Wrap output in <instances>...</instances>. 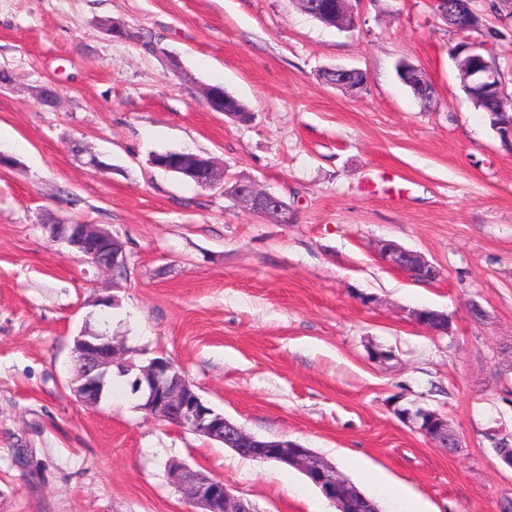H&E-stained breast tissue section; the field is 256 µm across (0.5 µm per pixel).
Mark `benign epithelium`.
<instances>
[{"label": "benign epithelium", "mask_w": 512, "mask_h": 512, "mask_svg": "<svg viewBox=\"0 0 512 512\" xmlns=\"http://www.w3.org/2000/svg\"><path fill=\"white\" fill-rule=\"evenodd\" d=\"M352 2L354 0H336L322 5L312 2L308 4V14L313 17L327 15L336 23V27L352 30L356 27ZM455 62L472 102L483 100L481 90L485 88L497 91L498 98L503 102H512V95L505 92L504 75L484 43L474 41L460 44ZM403 73L406 80L414 81L420 96H427L431 86L417 75L416 67L405 64ZM326 78L336 86L356 88L360 83L352 68H332L326 72ZM202 95L212 111L234 116V113L225 110L224 91L208 86L202 89ZM152 164L181 173L205 188L215 187L223 181L217 173L214 159L194 153L180 152L165 158L156 157ZM231 192L250 211L272 219L280 218L287 210L286 203L279 196L260 189L253 180H236ZM43 227L51 239L73 248L87 262L112 272V276L126 271L124 245L109 230L98 228L91 235L86 224L48 218L43 221ZM379 256L388 266L414 277L432 280L439 276L437 267L422 254L393 242L382 243ZM73 354L75 359L86 364L82 382L72 383L73 391L80 401L98 405L103 378L115 371H127L133 349L117 347L105 329L91 332L84 328L74 339ZM131 384L133 395L139 400V409L146 416L178 425L229 448L246 450L253 460L277 462L299 470L334 505L337 512H378L372 500L311 449L288 439H258L208 406L183 371L169 358L161 355L150 359L142 375L134 377ZM397 413L433 441L436 447L448 451L460 447L459 436L438 412L406 408L397 410ZM168 475L171 483L194 507L192 512H253L251 504L233 495L219 477L177 463L169 466Z\"/></svg>", "instance_id": "7a95c632"}]
</instances>
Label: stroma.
I'll list each match as a JSON object with an SVG mask.
<instances>
[{
  "label": "stroma",
  "instance_id": "obj_1",
  "mask_svg": "<svg viewBox=\"0 0 512 512\" xmlns=\"http://www.w3.org/2000/svg\"><path fill=\"white\" fill-rule=\"evenodd\" d=\"M357 10L347 32L296 0H0V151L17 160L0 170V512H188L173 461L255 512H336L300 471L148 418L125 380L84 405L73 338L108 287L115 343L170 357L231 422L312 449L382 512H512V468L494 451L512 437V145L453 59L484 41L512 94V21L460 32L432 0ZM403 61L431 103L400 79ZM336 66L363 87L325 81ZM44 85L57 107L38 102ZM208 85L250 121L212 111ZM167 151L255 179L287 222L153 167ZM46 213L118 236L123 276L50 239ZM382 240L439 277L389 267ZM424 308L448 314L450 335L414 322ZM400 407L447 416L460 448L436 447Z\"/></svg>",
  "mask_w": 512,
  "mask_h": 512
}]
</instances>
